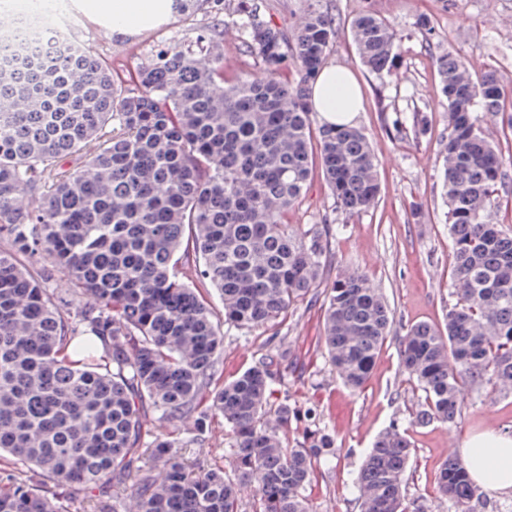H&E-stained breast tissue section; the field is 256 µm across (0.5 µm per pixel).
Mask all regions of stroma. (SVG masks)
<instances>
[{
	"label": "stroma",
	"mask_w": 512,
	"mask_h": 512,
	"mask_svg": "<svg viewBox=\"0 0 512 512\" xmlns=\"http://www.w3.org/2000/svg\"><path fill=\"white\" fill-rule=\"evenodd\" d=\"M324 10L341 19L370 9L407 33L398 64L383 75L359 62L347 31H340L327 64L353 70L363 90L355 125L371 142L378 159L380 195L368 211L347 216L338 211L321 175H313L302 204L288 215L292 224H341L333 243L326 279L337 271L365 273L394 316L373 371L361 390L344 385L326 359L321 343L324 293L300 302L280 324L252 331H224V356L216 376L229 381L266 354L281 355V378L271 386V403L288 401L313 408L316 422L336 437L305 490L312 512H358L354 482L375 438L391 422L407 428L413 457L407 476L409 512H455L437 486L439 470L459 457L471 435L494 429L512 434V390L463 385V410L457 423H413L420 396L399 362L408 326L443 325L454 299L450 294L453 243L448 235L442 152L448 137V106L441 95L435 58L460 56L476 74L495 70L512 85V0H321ZM434 23L431 36L416 27ZM204 15L167 23L126 38L106 39L85 16H78L76 38L109 58L118 70L134 69L152 46L195 37ZM428 130H417L418 120ZM182 454L198 467L224 463L231 436L223 422L203 440L185 423Z\"/></svg>",
	"instance_id": "obj_1"
}]
</instances>
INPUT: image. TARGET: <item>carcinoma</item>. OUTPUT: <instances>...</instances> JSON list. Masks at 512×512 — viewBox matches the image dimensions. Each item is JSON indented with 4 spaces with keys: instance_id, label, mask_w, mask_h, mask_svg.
I'll return each mask as SVG.
<instances>
[{
    "instance_id": "cac0c4a2",
    "label": "carcinoma",
    "mask_w": 512,
    "mask_h": 512,
    "mask_svg": "<svg viewBox=\"0 0 512 512\" xmlns=\"http://www.w3.org/2000/svg\"><path fill=\"white\" fill-rule=\"evenodd\" d=\"M174 14L211 21L195 40L151 48L134 72L68 39L46 57L28 45L27 17L0 30V512H68L74 491L93 512H309L304 491L334 435L311 411L269 404L278 358L216 379L224 324L273 326L319 287L344 225L286 222L315 170L354 216L380 193L364 133L317 126L309 103L336 41V18L307 0L291 30L266 22L261 0H238L248 69L224 77V0H173ZM349 34L372 73L390 71L406 35L371 10ZM448 102L444 187L453 242L445 328L411 326L403 367L422 392L415 421L457 422L460 387H512V230L501 207L505 159L480 128L482 108L512 128V91L494 71L436 60ZM81 166L68 170L63 159ZM194 268L197 284L176 275ZM66 282L70 300L50 287ZM393 316L363 274L327 289L324 346L336 374L368 380ZM159 414V424L146 412ZM214 419L232 437L229 467L192 468L179 426ZM303 438L284 440L292 423ZM412 445L399 423L374 441L357 482L359 512H408ZM442 495L457 512L482 499L460 459L444 463Z\"/></svg>"
}]
</instances>
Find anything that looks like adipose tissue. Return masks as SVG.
<instances>
[{
  "label": "adipose tissue",
  "instance_id": "ef3b65f1",
  "mask_svg": "<svg viewBox=\"0 0 512 512\" xmlns=\"http://www.w3.org/2000/svg\"><path fill=\"white\" fill-rule=\"evenodd\" d=\"M77 5L107 39L158 27L172 15V0H77ZM311 102L324 123L350 125L360 112V87L349 68L327 66L312 85ZM460 452L475 484L492 496L512 493L511 435L481 432L465 441Z\"/></svg>",
  "mask_w": 512,
  "mask_h": 512
}]
</instances>
